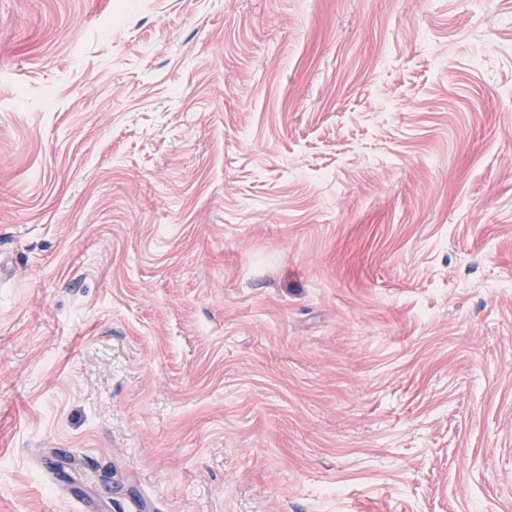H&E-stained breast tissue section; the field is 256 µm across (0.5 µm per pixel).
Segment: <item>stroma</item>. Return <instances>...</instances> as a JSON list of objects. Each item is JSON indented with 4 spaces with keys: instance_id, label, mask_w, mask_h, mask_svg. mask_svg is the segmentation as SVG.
I'll use <instances>...</instances> for the list:
<instances>
[{
    "instance_id": "1",
    "label": "stroma",
    "mask_w": 512,
    "mask_h": 512,
    "mask_svg": "<svg viewBox=\"0 0 512 512\" xmlns=\"http://www.w3.org/2000/svg\"><path fill=\"white\" fill-rule=\"evenodd\" d=\"M0 512H512V0H0Z\"/></svg>"
}]
</instances>
